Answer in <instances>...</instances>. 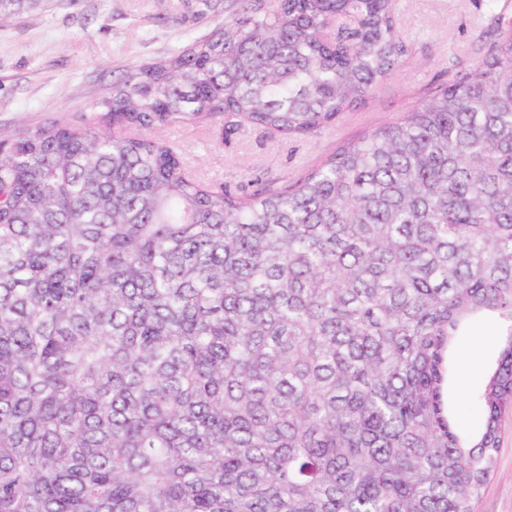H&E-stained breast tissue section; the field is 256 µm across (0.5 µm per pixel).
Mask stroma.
Instances as JSON below:
<instances>
[{"label":"stroma","instance_id":"1","mask_svg":"<svg viewBox=\"0 0 512 512\" xmlns=\"http://www.w3.org/2000/svg\"><path fill=\"white\" fill-rule=\"evenodd\" d=\"M490 13L485 0H400L399 35L409 53L390 76L336 125L316 137L288 139L245 128L230 144L205 123L165 130L203 181L233 186L252 174L290 180L345 142L396 120L425 101L448 73L479 61V35L512 24V0ZM244 0H41L20 18L0 22V130L87 112L113 80L175 50L207 39L218 23H232ZM498 357L495 331L459 336L450 351L448 404L465 430L480 424L476 393ZM477 512H512V411L500 422L495 472Z\"/></svg>","mask_w":512,"mask_h":512}]
</instances>
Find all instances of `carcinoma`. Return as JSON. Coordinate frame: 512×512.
Masks as SVG:
<instances>
[{"instance_id": "obj_1", "label": "carcinoma", "mask_w": 512, "mask_h": 512, "mask_svg": "<svg viewBox=\"0 0 512 512\" xmlns=\"http://www.w3.org/2000/svg\"><path fill=\"white\" fill-rule=\"evenodd\" d=\"M399 23L247 0L94 116L0 131V512H476L512 409V35L290 185L207 183L158 136L312 135ZM487 318L466 434L447 354Z\"/></svg>"}]
</instances>
